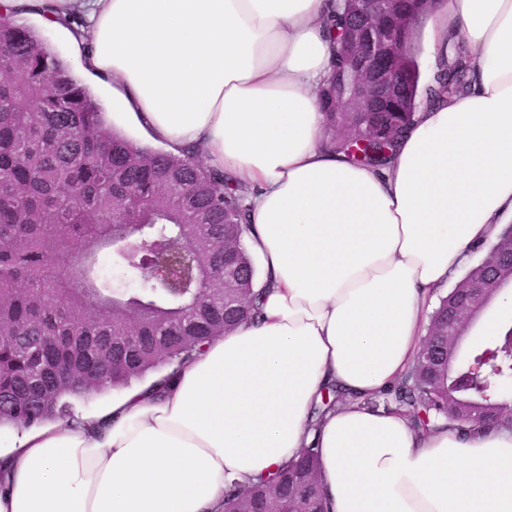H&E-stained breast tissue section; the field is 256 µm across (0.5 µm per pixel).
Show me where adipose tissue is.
I'll use <instances>...</instances> for the list:
<instances>
[{"label":"adipose tissue","mask_w":512,"mask_h":512,"mask_svg":"<svg viewBox=\"0 0 512 512\" xmlns=\"http://www.w3.org/2000/svg\"><path fill=\"white\" fill-rule=\"evenodd\" d=\"M335 3L0 0L64 30L138 132L249 188L260 293L258 318L162 395L143 384L0 442V512H223L227 485L310 446L328 512H512V432L422 437L371 403L412 364L468 249L512 223V0L421 15L427 73L457 40L469 86L419 99L381 167L323 146ZM331 389L341 404L313 415Z\"/></svg>","instance_id":"adipose-tissue-1"}]
</instances>
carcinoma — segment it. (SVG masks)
I'll return each instance as SVG.
<instances>
[{
  "instance_id": "obj_1",
  "label": "carcinoma",
  "mask_w": 512,
  "mask_h": 512,
  "mask_svg": "<svg viewBox=\"0 0 512 512\" xmlns=\"http://www.w3.org/2000/svg\"><path fill=\"white\" fill-rule=\"evenodd\" d=\"M353 0L327 20L342 28ZM340 46L332 74L319 92L326 114V145L349 160L387 163L396 142L414 123L420 70L412 36L392 61L396 82L387 112H342L349 76ZM465 49L424 87L435 101L465 91ZM88 89L26 26L0 20V426L31 428L74 414V402L141 383L162 368L159 383L238 322L258 316L252 291L255 268L244 244L249 190L207 169L186 151L174 156L140 146L107 125ZM141 226L170 258L174 282L130 289L101 277L102 254ZM84 254L61 263L60 233ZM233 271L224 287V267ZM478 263L442 299L427 327L429 341H448V312L460 287L477 282ZM498 367L512 377V355L495 336L457 348L453 373L443 364L432 376L419 352L414 365L386 393L384 405L403 412L427 433L440 419L474 418L512 410L495 378L470 370ZM224 512H325L317 450L274 478L224 490Z\"/></svg>"
}]
</instances>
